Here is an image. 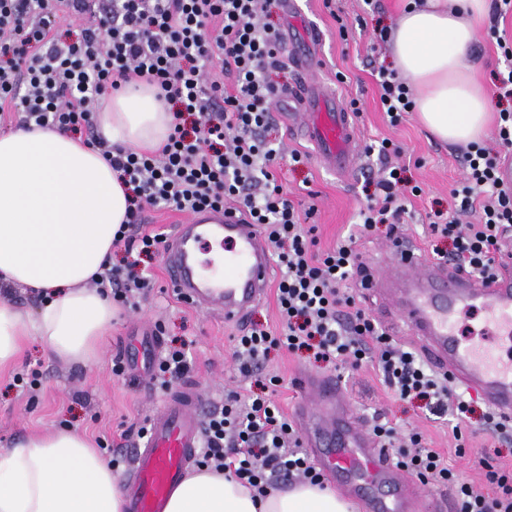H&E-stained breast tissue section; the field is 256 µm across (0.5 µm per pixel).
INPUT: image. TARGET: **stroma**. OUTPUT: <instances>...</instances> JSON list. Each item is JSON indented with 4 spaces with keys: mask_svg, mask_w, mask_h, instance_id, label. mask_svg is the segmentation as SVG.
Returning a JSON list of instances; mask_svg holds the SVG:
<instances>
[{
    "mask_svg": "<svg viewBox=\"0 0 512 512\" xmlns=\"http://www.w3.org/2000/svg\"><path fill=\"white\" fill-rule=\"evenodd\" d=\"M299 24H292L283 0H274L268 22L276 25L285 41L298 35V25L313 28L320 39L312 49L319 81L334 86L342 104L357 101L355 122L361 144L390 139L400 150L399 162L409 164L408 177L421 187L420 196L406 202L408 212L403 236L422 257L432 255L433 241L428 213L453 207L450 191L464 174V148L433 139L418 122L415 113H404L398 123H390L383 112L375 81L378 67H392L388 46L374 47V31L393 26L406 0H297ZM512 34V13L489 15L470 63L478 79L490 90H497L496 74L504 67L497 47L496 33ZM293 102L276 110L275 135L286 151H298L301 163L284 159L280 179L291 197L314 205L312 218L317 226L319 246L335 245L356 222L358 210L367 203L365 181L378 176L382 162L378 155L360 156L356 167L346 174L331 172L320 165L315 149L306 140L292 135L286 112ZM148 271L154 283L139 298L135 308H122L119 320L106 336L97 358L88 364H69L52 359L36 337H29L16 364L0 372V448L14 447L28 435L52 429H73L91 439L106 438L104 460L114 452L131 455L136 444L128 436L129 427L147 420L165 395L154 373L141 372L135 365L143 325H160L161 349L185 345L189 368L183 379L206 394L207 404L221 403L231 390L245 391L250 383L239 374L232 357V337L260 325L275 328L278 312L274 297L255 307L245 323L236 324L210 315L177 299L168 285L164 258L151 260ZM122 359L125 372L115 375V359ZM268 368L279 378L273 393L278 407L292 414L303 398L302 375H325L321 364L307 354L283 350L271 352ZM38 371L41 386L33 392L14 387L13 378ZM342 388L353 410L364 418L386 413L400 434L421 433L427 447L447 456L451 467L462 471L482 492L493 493L484 471L475 461L478 451H486L495 464L512 472V438L501 439L472 423L466 429L465 456L455 451L456 440L448 425L429 420L420 402L396 399L371 366L345 373Z\"/></svg>",
    "mask_w": 512,
    "mask_h": 512,
    "instance_id": "stroma-1",
    "label": "stroma"
}]
</instances>
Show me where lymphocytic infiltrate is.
<instances>
[{
  "instance_id": "obj_1",
  "label": "lymphocytic infiltrate",
  "mask_w": 512,
  "mask_h": 512,
  "mask_svg": "<svg viewBox=\"0 0 512 512\" xmlns=\"http://www.w3.org/2000/svg\"><path fill=\"white\" fill-rule=\"evenodd\" d=\"M59 3L0 0V111L9 110L20 126L52 125L80 134L128 185L129 218L112 243L123 259L103 265L92 284L131 308L136 295L151 287L141 264L162 253L165 236L142 230V214L150 207L187 215L235 207L260 225L281 269L279 330L256 327L232 339L238 371L253 393L244 399L228 392L207 415L198 466L232 470L259 497L284 481L324 486L300 450L294 424L270 398L278 378L267 373L266 363L276 348L311 353L339 375L372 363L399 399L421 400L432 415L451 416L453 435L462 439L474 413L472 399L392 340L352 291L368 271L357 259V239L380 224L389 236L401 235L398 194L405 166L383 169L349 235L325 251L308 222L312 210H300L278 180L282 147L270 132L272 105L283 93L273 75L284 63L279 29L262 20L269 0H110L99 13L91 0H80L81 12L95 17L68 41L54 30ZM217 54L232 86L209 72ZM134 77L155 85L173 115L172 131L154 153L110 145L94 123L105 95ZM376 84L391 120L412 111L411 88L397 72L379 70ZM463 160L465 175L452 190L453 212L434 210L429 227L439 243L437 259L485 278L512 248V192L502 186L497 155L483 144L469 143ZM473 212L476 223H462ZM370 430L381 447L393 449V462L421 483L452 485L455 512H512V474L491 465L488 455L478 463L497 487L491 498L426 448L419 433L399 436L380 413Z\"/></svg>"
}]
</instances>
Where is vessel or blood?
I'll return each instance as SVG.
<instances>
[{"label": "vessel or blood", "instance_id": "obj_1", "mask_svg": "<svg viewBox=\"0 0 512 512\" xmlns=\"http://www.w3.org/2000/svg\"><path fill=\"white\" fill-rule=\"evenodd\" d=\"M298 83L288 97L297 104L289 125L317 149L328 168L356 163L359 137L351 112L334 92L311 79V56L296 58ZM216 250L201 257L203 246ZM395 261L372 271L365 289L391 307L416 336L429 363L469 391L481 394L496 413L512 419V268L474 278L449 265L420 262L412 245L400 242ZM170 287L185 301L228 321H241L269 291L271 258L257 225L236 215L202 212L175 225L167 240ZM478 314L487 340L474 343L456 329L461 313ZM308 401L296 410L301 443L325 478L361 512H419L423 486L396 467L355 414L333 377L301 380ZM205 403L191 383L168 394L150 414L147 432L127 472V512H165L172 490L202 446Z\"/></svg>", "mask_w": 512, "mask_h": 512}]
</instances>
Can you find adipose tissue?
I'll return each mask as SVG.
<instances>
[{"mask_svg":"<svg viewBox=\"0 0 512 512\" xmlns=\"http://www.w3.org/2000/svg\"><path fill=\"white\" fill-rule=\"evenodd\" d=\"M488 0L410 4L391 32L395 66L417 88L414 110L436 138L481 140L491 94L472 75L469 54ZM96 123L110 142L153 151L172 116L147 84L113 94ZM125 185L94 149L70 132L34 126L0 135V282L42 292L35 314L0 298V369L27 337L67 363L94 358L112 327L110 297L89 287L112 258L127 220ZM125 491L84 436L60 429L0 448V512H125ZM331 488L296 483L262 499L225 473L203 468L171 492L166 512H352Z\"/></svg>","mask_w":512,"mask_h":512,"instance_id":"adipose-tissue-1","label":"adipose tissue"}]
</instances>
